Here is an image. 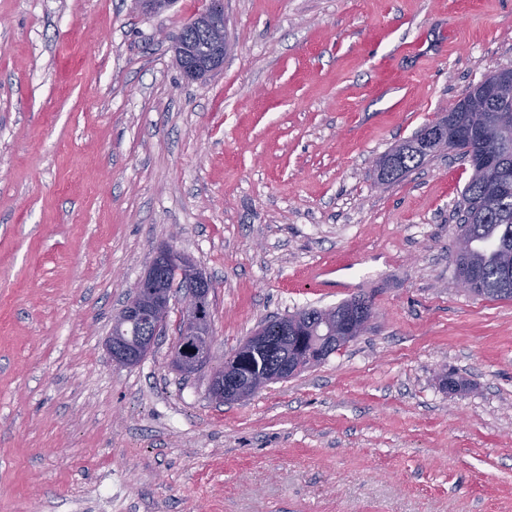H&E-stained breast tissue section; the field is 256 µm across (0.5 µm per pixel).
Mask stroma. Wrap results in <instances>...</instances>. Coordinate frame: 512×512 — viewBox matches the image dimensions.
Masks as SVG:
<instances>
[{
    "instance_id": "35a3bbf8",
    "label": "stroma",
    "mask_w": 512,
    "mask_h": 512,
    "mask_svg": "<svg viewBox=\"0 0 512 512\" xmlns=\"http://www.w3.org/2000/svg\"><path fill=\"white\" fill-rule=\"evenodd\" d=\"M201 7L0 0V512H512V301L450 285L471 169L372 166L512 64V0H224L195 80ZM167 242L214 284L212 367L273 316L375 315L216 404L170 364L179 305L138 365L105 348ZM205 6L185 26L205 25L210 41L209 50L200 54L191 42H179L180 66L192 78H203L224 64L229 46L224 38V1H205ZM361 260H356L352 263L345 265H336V268H319L317 272V286L318 288H350V279L346 277L345 271L347 266H354L359 264ZM336 274V279H335ZM341 278V279H339Z\"/></svg>"
}]
</instances>
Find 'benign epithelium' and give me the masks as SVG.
<instances>
[{
    "label": "benign epithelium",
    "mask_w": 512,
    "mask_h": 512,
    "mask_svg": "<svg viewBox=\"0 0 512 512\" xmlns=\"http://www.w3.org/2000/svg\"><path fill=\"white\" fill-rule=\"evenodd\" d=\"M207 27L210 41L209 50L200 54L189 42H179L180 66L192 78H203L224 64L229 46L224 38V0H208L188 25ZM455 106L438 115L425 125L421 132L420 147L427 153L453 152L469 166L478 164L487 169L495 163V152L491 148L477 156V146L462 133L448 132V113ZM466 112H478L480 118L471 125V132L477 140L484 139L485 132L494 128L501 132L512 127V67H503L486 77L475 88ZM182 285L181 313L182 335L201 336L206 345L189 352L182 346L173 350L172 366L185 373L204 371L211 357L212 311L209 296L213 290L212 281L196 267L193 260L172 244L157 247L149 268L130 290V299L124 309V320L130 323L147 320L150 336L133 341L125 338H107L106 349L112 361L132 366L143 359L151 350L153 337L163 334L173 299L172 279Z\"/></svg>",
    "instance_id": "1"
}]
</instances>
